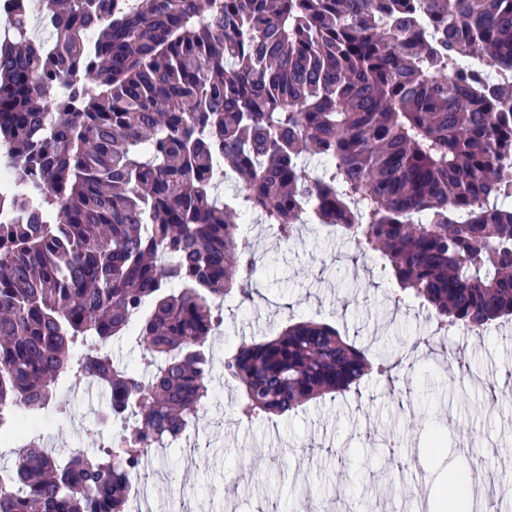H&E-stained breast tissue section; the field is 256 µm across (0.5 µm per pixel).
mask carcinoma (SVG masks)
Masks as SVG:
<instances>
[{"mask_svg": "<svg viewBox=\"0 0 512 512\" xmlns=\"http://www.w3.org/2000/svg\"><path fill=\"white\" fill-rule=\"evenodd\" d=\"M0 0V414L38 418L69 373L110 392L121 445L62 461L20 448L0 512H128L148 448L208 403L209 336L224 299L253 298L247 215L289 241L333 227L374 252L436 331L512 316V0ZM504 72L494 89L457 60ZM327 160L318 177L303 153ZM234 172L230 197L219 189ZM135 333L145 376L103 349ZM368 349L313 320L224 356L250 422L343 395L371 373L391 387L413 350ZM456 481L437 500L453 512Z\"/></svg>", "mask_w": 512, "mask_h": 512, "instance_id": "cac0c4a2", "label": "carcinoma"}]
</instances>
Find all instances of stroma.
Masks as SVG:
<instances>
[{
	"label": "stroma",
	"mask_w": 512,
	"mask_h": 512,
	"mask_svg": "<svg viewBox=\"0 0 512 512\" xmlns=\"http://www.w3.org/2000/svg\"><path fill=\"white\" fill-rule=\"evenodd\" d=\"M247 235L259 258L254 299L225 302L224 323L209 340V415L159 451L147 473L146 512H308L313 502L321 512H426L436 491L427 441L446 413L454 417L446 446L464 434L470 453L488 459L489 512H512V494L499 491L512 484V468L499 464L512 449V378L498 372L512 363V319L483 336H455V358L473 377L419 351L398 391L373 375L346 397L310 401L289 417L250 424L233 415L239 393L225 386L221 364L242 337H270L288 320L313 318L369 345L374 360L434 327L419 303L394 309L380 263L371 256L349 261L352 244L320 225H305L288 243L265 224H252ZM60 401L67 412L49 427L51 443L79 442L94 452L97 441L86 427L106 408V394L73 380ZM383 436L401 444L402 456L378 447Z\"/></svg>",
	"instance_id": "1"
}]
</instances>
